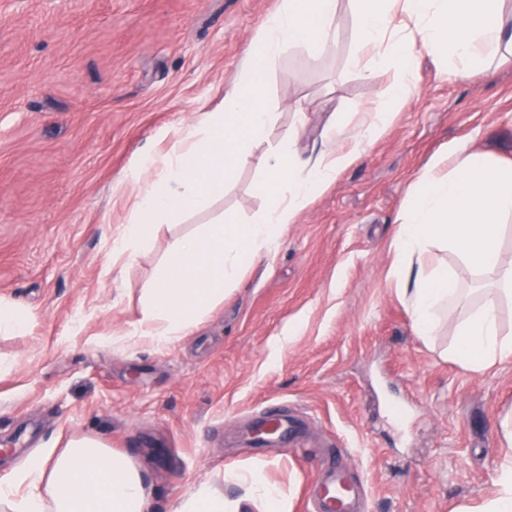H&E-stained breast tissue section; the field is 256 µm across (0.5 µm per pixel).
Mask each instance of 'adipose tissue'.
<instances>
[{"mask_svg": "<svg viewBox=\"0 0 512 512\" xmlns=\"http://www.w3.org/2000/svg\"><path fill=\"white\" fill-rule=\"evenodd\" d=\"M357 20L355 64L366 74H392L396 92L380 94L357 130L339 123L325 127V148L301 163L297 140L253 156L275 114L256 89L266 69L301 48L319 57L330 48L339 0H282L258 27L235 86L221 109L202 113L197 123L159 133L168 150L148 152L131 164L120 184L132 199L129 215L112 240L113 260L142 247L157 224H179L206 209L223 192L224 180L255 163L267 206L252 223L228 216L203 231L176 237L165 264L148 289L133 337L168 344L191 331L239 279L256 257L272 255L284 229L325 190L362 146L385 131L414 79L419 51L434 54L442 72L463 78L489 73L512 56V17L505 0H349ZM454 166L432 164L416 181L399 216L397 238L414 269L408 301L416 335H434L438 315L457 293L447 267L431 262L426 246L437 239L475 271L493 275L494 291L469 309L456 328L451 357L479 372L512 357V336L500 321L502 298H512V263L500 253L502 226L512 220V164L455 144ZM152 497L141 467L101 439L72 438L63 451L34 456L0 477V512H150Z\"/></svg>", "mask_w": 512, "mask_h": 512, "instance_id": "obj_1", "label": "adipose tissue"}]
</instances>
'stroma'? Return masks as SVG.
I'll return each mask as SVG.
<instances>
[{"label":"stroma","mask_w":512,"mask_h":512,"mask_svg":"<svg viewBox=\"0 0 512 512\" xmlns=\"http://www.w3.org/2000/svg\"><path fill=\"white\" fill-rule=\"evenodd\" d=\"M280 2L0 0V302L31 316L25 334H0V451L11 450L0 475L85 435L142 467L155 512L203 486L234 498L250 469L290 512H314L333 458L363 480L364 512H458L490 496L512 457L501 430L512 359L473 372L445 356L478 274L438 242L429 254L459 294L435 336L416 335L395 235L412 185L454 143L512 160V62L447 81L421 54L384 134L288 225L275 256L250 263L180 340H125L175 236L265 208L259 170L240 167L209 211L155 225L147 249L109 262L130 163L159 130L222 106ZM355 45L340 0L328 54L297 50L267 70L276 118L255 153L296 137L308 156L327 124H358L393 76L365 77ZM270 404L303 422L302 447L239 444Z\"/></svg>","instance_id":"obj_1"}]
</instances>
